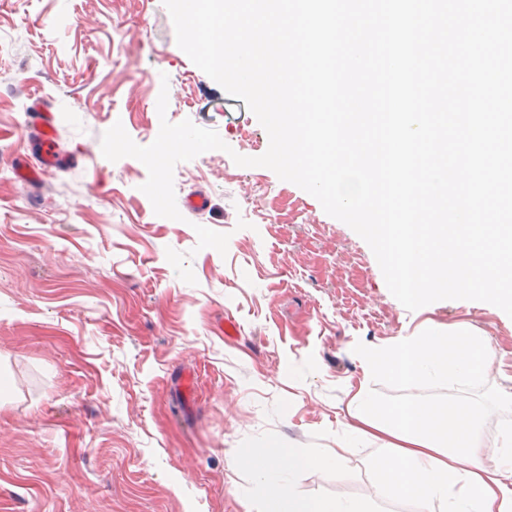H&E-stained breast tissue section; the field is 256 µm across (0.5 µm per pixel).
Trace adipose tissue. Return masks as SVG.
Returning a JSON list of instances; mask_svg holds the SVG:
<instances>
[{
    "mask_svg": "<svg viewBox=\"0 0 512 512\" xmlns=\"http://www.w3.org/2000/svg\"><path fill=\"white\" fill-rule=\"evenodd\" d=\"M487 341L472 328L450 334L423 332L401 338L369 360L371 371L406 381L433 377L459 383L491 362ZM348 433L389 442L391 450L376 464L386 498L413 499L424 512L434 503L449 504V512H512V485L487 470L477 455L483 408L452 402L410 403L388 408L357 392L346 405ZM348 443L323 453L300 454L269 450L241 452V464L263 482L276 483L284 472L335 466ZM262 512H373L364 501L308 500L280 489L265 499Z\"/></svg>",
    "mask_w": 512,
    "mask_h": 512,
    "instance_id": "adipose-tissue-1",
    "label": "adipose tissue"
}]
</instances>
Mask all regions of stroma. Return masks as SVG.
Listing matches in <instances>:
<instances>
[{
    "instance_id": "obj_1",
    "label": "stroma",
    "mask_w": 512,
    "mask_h": 512,
    "mask_svg": "<svg viewBox=\"0 0 512 512\" xmlns=\"http://www.w3.org/2000/svg\"><path fill=\"white\" fill-rule=\"evenodd\" d=\"M164 86L170 122L229 146L176 165L177 199L210 200L179 221L155 214L140 161L101 152L118 121L138 145L155 140ZM36 97L68 165L25 184L8 159L37 158ZM268 145L244 101L178 47L162 0H0V512H259L272 487L237 453L335 447L361 386L386 406H482L480 460L493 469L512 451V318L468 300L407 310L352 228L232 160ZM464 326L493 351L466 381L367 368L400 337ZM352 443L336 466L291 476L293 493L421 512L382 497L383 441Z\"/></svg>"
}]
</instances>
